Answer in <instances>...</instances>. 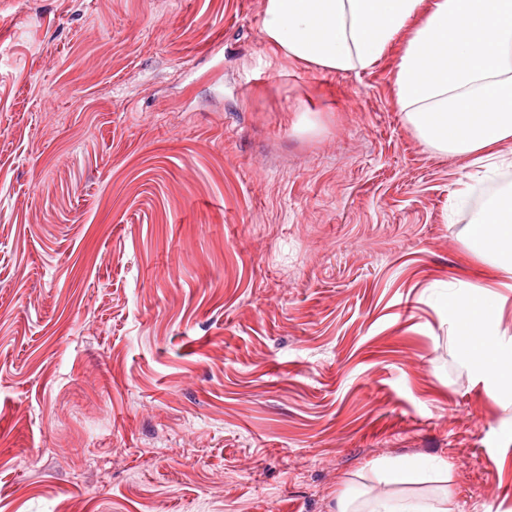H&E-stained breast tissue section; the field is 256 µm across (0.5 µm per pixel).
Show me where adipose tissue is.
<instances>
[{
    "label": "adipose tissue",
    "instance_id": "ef3b65f1",
    "mask_svg": "<svg viewBox=\"0 0 512 512\" xmlns=\"http://www.w3.org/2000/svg\"><path fill=\"white\" fill-rule=\"evenodd\" d=\"M263 34L275 55L326 72L372 67L403 39L393 84L421 143L473 157L484 176L512 166V0H262ZM468 248L512 275V190L488 198L466 230ZM457 340L490 381L489 398L512 392V362L498 356L496 308L474 285L448 305ZM369 512H455L434 498L374 497Z\"/></svg>",
    "mask_w": 512,
    "mask_h": 512
}]
</instances>
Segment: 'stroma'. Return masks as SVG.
<instances>
[{
	"mask_svg": "<svg viewBox=\"0 0 512 512\" xmlns=\"http://www.w3.org/2000/svg\"><path fill=\"white\" fill-rule=\"evenodd\" d=\"M261 0H0V512H336L391 460L512 512V277L465 232L468 157L425 148L372 68L275 57ZM458 330L457 340L472 367L490 380L487 396L498 399L512 392V363L498 357L496 307L481 286L456 295L448 305Z\"/></svg>",
	"mask_w": 512,
	"mask_h": 512,
	"instance_id": "stroma-1",
	"label": "stroma"
}]
</instances>
